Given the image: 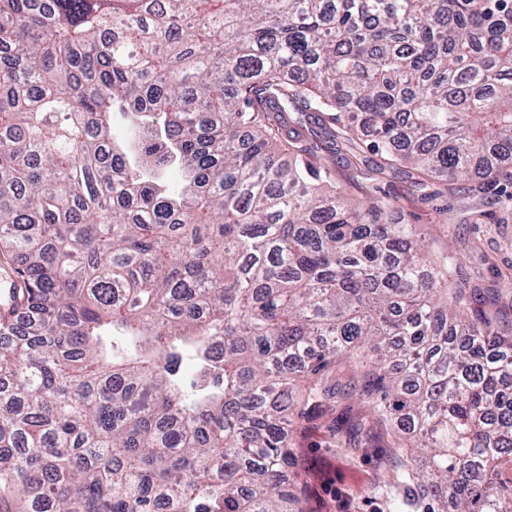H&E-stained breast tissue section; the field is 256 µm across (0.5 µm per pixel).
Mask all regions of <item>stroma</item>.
I'll use <instances>...</instances> for the list:
<instances>
[{
  "instance_id": "1",
  "label": "stroma",
  "mask_w": 512,
  "mask_h": 512,
  "mask_svg": "<svg viewBox=\"0 0 512 512\" xmlns=\"http://www.w3.org/2000/svg\"><path fill=\"white\" fill-rule=\"evenodd\" d=\"M335 169L338 179L352 183L355 190L376 184L383 194L396 200L405 223L427 229L432 251L457 257V278L484 286L512 282V211L496 204L495 193L486 194L476 204L458 186L444 184L440 196L431 201L422 198L404 171L379 178L369 171L357 173L341 160ZM475 204L487 215L484 223L470 221V209ZM440 206L448 210L444 224L437 221ZM327 423L325 417L311 416L293 439L297 456L294 480L305 492V512H382L384 505L371 490L393 478L389 439L347 454L338 448Z\"/></svg>"
}]
</instances>
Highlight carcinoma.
Wrapping results in <instances>:
<instances>
[{
    "mask_svg": "<svg viewBox=\"0 0 512 512\" xmlns=\"http://www.w3.org/2000/svg\"><path fill=\"white\" fill-rule=\"evenodd\" d=\"M366 149L512 181V0H0V503L301 512L321 411L395 439L387 512H512V321Z\"/></svg>",
    "mask_w": 512,
    "mask_h": 512,
    "instance_id": "cac0c4a2",
    "label": "carcinoma"
}]
</instances>
